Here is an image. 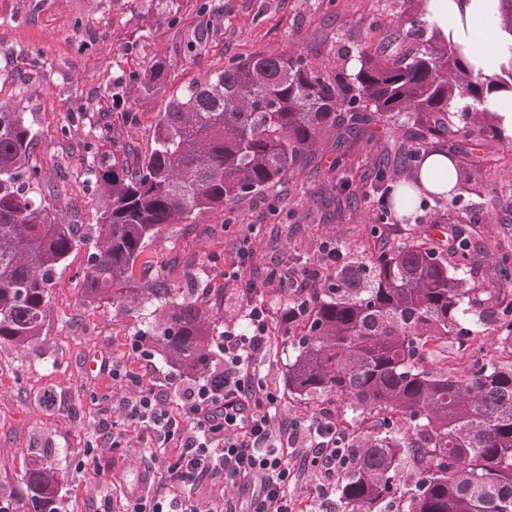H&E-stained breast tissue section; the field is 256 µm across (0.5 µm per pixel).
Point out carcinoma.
Wrapping results in <instances>:
<instances>
[{"label":"carcinoma","instance_id":"1","mask_svg":"<svg viewBox=\"0 0 512 512\" xmlns=\"http://www.w3.org/2000/svg\"><path fill=\"white\" fill-rule=\"evenodd\" d=\"M512 92V61L493 76L475 70L458 47L432 33L401 59L361 51L353 77L302 54L231 58L205 82L184 87L158 121L135 171L119 161L99 172V223L93 236L63 224L35 190V133L21 113L0 107V341L24 346L40 335L54 270L88 240L83 296L120 310L142 297L161 307L140 334L152 351L189 375L209 371L216 319L161 284L132 288L133 269L163 224L226 208L278 183L329 139L367 129L374 116L411 125L395 154L406 169L434 148L452 157L457 134L507 138L486 101ZM424 237L397 245L379 233L367 259L342 255L317 271L322 287L299 302L297 354L288 389L300 398L330 395L361 422L363 443L343 444L344 512H512V301L484 307L454 272L474 246L447 218ZM502 295L512 256L498 262ZM502 321L500 356L465 353L489 314ZM411 464L417 480L401 482ZM40 512H60V479L35 463L23 475Z\"/></svg>","mask_w":512,"mask_h":512}]
</instances>
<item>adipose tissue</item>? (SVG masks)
I'll return each instance as SVG.
<instances>
[{
	"instance_id": "obj_1",
	"label": "adipose tissue",
	"mask_w": 512,
	"mask_h": 512,
	"mask_svg": "<svg viewBox=\"0 0 512 512\" xmlns=\"http://www.w3.org/2000/svg\"><path fill=\"white\" fill-rule=\"evenodd\" d=\"M423 8L441 35L457 44L463 56L484 74L498 73L512 59V37L501 30L499 0H424ZM418 176L427 190L453 195L456 176L447 155L429 154Z\"/></svg>"
}]
</instances>
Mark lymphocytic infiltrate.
I'll return each mask as SVG.
<instances>
[{"label": "lymphocytic infiltrate", "mask_w": 512, "mask_h": 512, "mask_svg": "<svg viewBox=\"0 0 512 512\" xmlns=\"http://www.w3.org/2000/svg\"><path fill=\"white\" fill-rule=\"evenodd\" d=\"M248 295L246 330H228L221 338L223 370L187 384L177 409H168L166 392L143 387L139 376L117 369L112 376L135 392L123 408L143 439L174 449L169 472L176 484L192 488L220 474L250 492L251 512H293L286 496L293 476L290 449L314 439L300 466L330 476L342 464L341 439L329 412L305 426L277 421L278 397L257 381L252 368L270 341L269 314L257 283H250Z\"/></svg>", "instance_id": "obj_1"}]
</instances>
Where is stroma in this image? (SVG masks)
Wrapping results in <instances>:
<instances>
[{"label":"stroma","mask_w":512,"mask_h":512,"mask_svg":"<svg viewBox=\"0 0 512 512\" xmlns=\"http://www.w3.org/2000/svg\"><path fill=\"white\" fill-rule=\"evenodd\" d=\"M422 0H0V105L22 113L37 135L33 162L40 191L68 224L97 223L95 171L113 161L135 167L159 112L183 86L204 81L232 57L297 51L351 74L367 34L384 56L411 52L426 39L411 30ZM165 59V82L151 83L150 65ZM133 113L135 121L124 118ZM406 130L375 117L350 139L347 168L336 167L331 147L262 195L232 207L164 224L148 241L134 270L135 286L163 283L176 300L195 302L219 329L244 330L248 279L268 268L302 275L320 263L324 241L344 243L349 253L373 249L372 227L383 206L370 191L379 159L394 154ZM456 164L481 160L473 190L456 212L472 239L483 241L464 278L495 305L493 269L512 247V141L473 135L461 142ZM250 236L252 254L244 278L225 279L238 259L239 241ZM89 246L75 249L59 266L50 289L41 334L19 347L0 343V512H28L23 475L33 449L52 451L62 479V512H125L128 501L168 496L176 486L173 451L150 448L130 429L120 406L130 388L112 377L119 368L166 389L177 403L188 382L173 363L154 357L142 367L129 349L153 323L156 302L133 310L88 302L82 276ZM271 340L255 372L279 397L278 416L310 422L321 411H339L337 428L355 437L351 412L323 397L303 401L288 389V362L296 354L285 313L292 290L264 288ZM96 369H89V361ZM125 434L111 472L99 473L104 424ZM343 473L297 471L286 493L296 512H341Z\"/></svg>","instance_id":"obj_1"}]
</instances>
